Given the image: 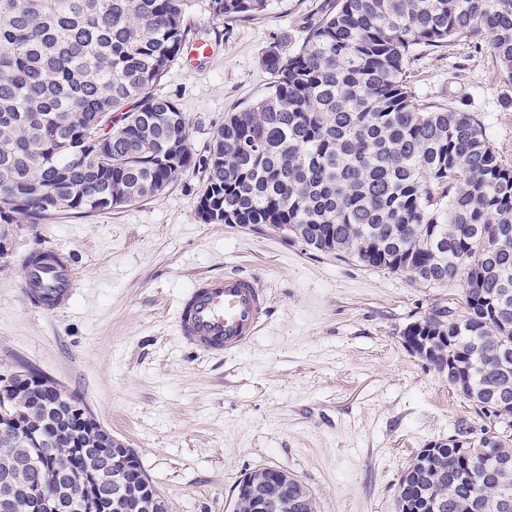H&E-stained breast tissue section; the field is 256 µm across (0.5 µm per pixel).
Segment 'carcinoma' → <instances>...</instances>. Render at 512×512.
Segmentation results:
<instances>
[{
  "label": "carcinoma",
  "instance_id": "cac0c4a2",
  "mask_svg": "<svg viewBox=\"0 0 512 512\" xmlns=\"http://www.w3.org/2000/svg\"><path fill=\"white\" fill-rule=\"evenodd\" d=\"M269 0H0V223L45 224L162 194L203 175L207 223L264 224L309 250L344 253L411 282L457 283L461 300L405 336L485 421H512V167L477 116L418 103L413 52L490 43L512 80V0H335L293 53L273 43L267 91L224 116L202 152L160 89L198 42ZM512 434L424 449L402 476L408 512L502 509L494 460ZM288 491L310 489L291 477Z\"/></svg>",
  "mask_w": 512,
  "mask_h": 512
}]
</instances>
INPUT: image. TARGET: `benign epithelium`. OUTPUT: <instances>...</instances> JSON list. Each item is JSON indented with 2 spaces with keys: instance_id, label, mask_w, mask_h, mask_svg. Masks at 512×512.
Here are the masks:
<instances>
[{
  "instance_id": "1",
  "label": "benign epithelium",
  "mask_w": 512,
  "mask_h": 512,
  "mask_svg": "<svg viewBox=\"0 0 512 512\" xmlns=\"http://www.w3.org/2000/svg\"><path fill=\"white\" fill-rule=\"evenodd\" d=\"M56 430L74 452L53 465L40 464ZM25 445L29 453L0 471V512H169L134 449L112 436L57 383L28 371L0 373V447ZM36 473L33 482L18 476ZM234 512H293L288 472L255 470L237 484Z\"/></svg>"
}]
</instances>
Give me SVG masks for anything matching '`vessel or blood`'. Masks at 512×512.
Segmentation results:
<instances>
[{
  "label": "vessel or blood",
  "mask_w": 512,
  "mask_h": 512,
  "mask_svg": "<svg viewBox=\"0 0 512 512\" xmlns=\"http://www.w3.org/2000/svg\"><path fill=\"white\" fill-rule=\"evenodd\" d=\"M25 286L48 311L64 306L77 280L65 255L28 264ZM266 290L251 276L227 273L198 279L181 300L176 317L179 336L192 350L220 357L242 349L268 321Z\"/></svg>",
  "instance_id": "1"
}]
</instances>
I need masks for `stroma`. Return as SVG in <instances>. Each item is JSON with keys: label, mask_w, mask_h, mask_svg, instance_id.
<instances>
[{"label": "stroma", "mask_w": 512, "mask_h": 512, "mask_svg": "<svg viewBox=\"0 0 512 512\" xmlns=\"http://www.w3.org/2000/svg\"><path fill=\"white\" fill-rule=\"evenodd\" d=\"M329 7L272 0L219 40L196 11L211 53L174 64L163 81L195 149L225 113L265 92V48L293 52ZM409 85L420 101L481 117L512 166V82L488 46L417 51ZM204 189L188 171L147 202L0 226V371L32 367L64 385L134 448L171 512H231L243 474L265 467L301 480L318 512H398V482L416 452L482 425L401 336L460 286L413 283L260 224L203 223ZM38 250L70 255L79 276L52 313L24 284L23 261ZM231 271L267 289L270 320L236 355L194 353L177 334L178 302L197 279Z\"/></svg>", "instance_id": "obj_1"}]
</instances>
